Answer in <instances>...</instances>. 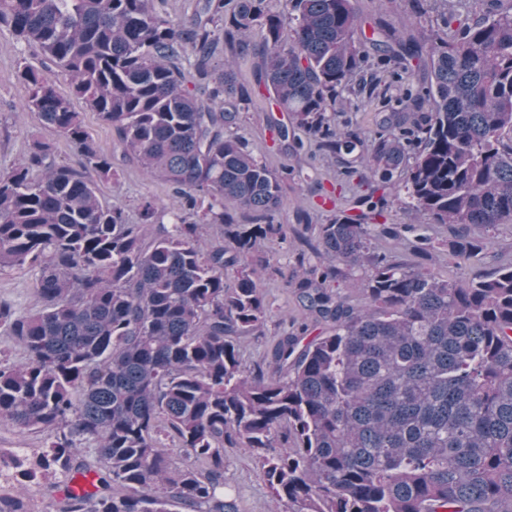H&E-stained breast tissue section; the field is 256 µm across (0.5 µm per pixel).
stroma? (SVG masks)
Segmentation results:
<instances>
[{"instance_id":"obj_1","label":"stroma","mask_w":512,"mask_h":512,"mask_svg":"<svg viewBox=\"0 0 512 512\" xmlns=\"http://www.w3.org/2000/svg\"><path fill=\"white\" fill-rule=\"evenodd\" d=\"M353 7L361 18V27L355 34L357 40H365L376 23L384 20L395 24L403 38L428 41L434 35H446L443 17L447 11H460L471 23L484 16L488 3L487 0H430L426 14L419 18L412 17L408 0H353ZM24 61L35 65L39 59L32 49L17 45L7 30H0V166L22 158L33 136L54 142L59 160L76 164L78 158L74 146L55 130L43 127L35 114L23 110L26 89L17 73L19 64ZM257 64L254 57L236 62L237 82L249 90L255 101L254 108L241 113L238 132L248 141L253 154L266 162L273 172H280L286 166L294 170L293 178L284 185L285 202L273 216L274 223L281 225L287 240L283 243L269 240L262 247L270 264L260 270L259 275L272 317L262 335L247 336L240 341L246 362L265 367L282 331L281 315L298 313L292 279L299 268V252L292 244L304 234L305 227L298 223L296 213L298 209H308L312 223H325L329 214L318 209L317 203L325 192L341 181L342 176L336 163L322 155L315 145H305L295 154L290 151L288 142H272L271 123L287 122L288 115L277 110L266 89L257 86L254 77ZM380 90L385 94L384 100H395L401 93L400 85L388 79L383 80ZM384 100L366 106L358 100H350L337 118L339 127L371 128L373 114L381 110ZM99 189L106 201L121 200L131 213L135 212L142 198L152 197L166 202L173 196L169 184L147 177L135 162L126 159L118 160L116 177L100 182ZM455 230L452 224H431L425 230L433 249L423 263L442 277L459 279L487 274L498 265L512 261V223L500 224L494 229L495 246L491 253L461 264L448 257L447 242ZM0 301L25 312L38 310L40 303L34 292L32 273L26 270L0 272ZM224 489L234 498L238 512H276L278 508L258 461L248 449L236 448L225 453ZM0 493L19 494L25 501L27 512H51L53 508L47 483L17 484L8 469L0 472Z\"/></svg>"}]
</instances>
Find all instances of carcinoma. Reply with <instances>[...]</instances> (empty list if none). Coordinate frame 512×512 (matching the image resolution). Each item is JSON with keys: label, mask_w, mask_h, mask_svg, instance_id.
<instances>
[{"label": "carcinoma", "mask_w": 512, "mask_h": 512, "mask_svg": "<svg viewBox=\"0 0 512 512\" xmlns=\"http://www.w3.org/2000/svg\"><path fill=\"white\" fill-rule=\"evenodd\" d=\"M155 2L0 0V30L40 57L20 65L25 111L80 156L60 162L33 137L0 168V271L35 272L41 302L27 313L0 303V329L24 352L0 351V422L50 434L34 464L16 462L18 476L61 474L55 512H237L224 449L248 448L289 512H512V261L458 281L370 243L373 226L393 240L405 229L428 256L417 225L386 223L391 204L464 225L448 240L463 261L489 244L469 227L512 220V7L490 0L480 21L428 44L373 28L376 70L407 82V111L380 112L363 131L335 121L345 96L371 97L381 82L366 74L351 0H284L280 12L266 0H196L189 20ZM226 46L259 59L256 83L288 113L272 140L340 161L357 150L361 164L343 170L363 189L353 207L316 225L311 249L332 263L297 283L331 333L307 341L308 323L291 325L270 376L238 341L272 316L250 262L262 242L285 239L267 218L293 169L275 174L228 133L253 101L232 84L231 61L211 65ZM75 98L123 156L173 187L177 206L147 197L132 218L100 196L116 170ZM240 212L254 222L238 223ZM206 226L221 239L202 241ZM355 268L362 305L336 291ZM174 448L190 462L173 463ZM78 475L93 491L67 490Z\"/></svg>", "instance_id": "obj_1"}]
</instances>
